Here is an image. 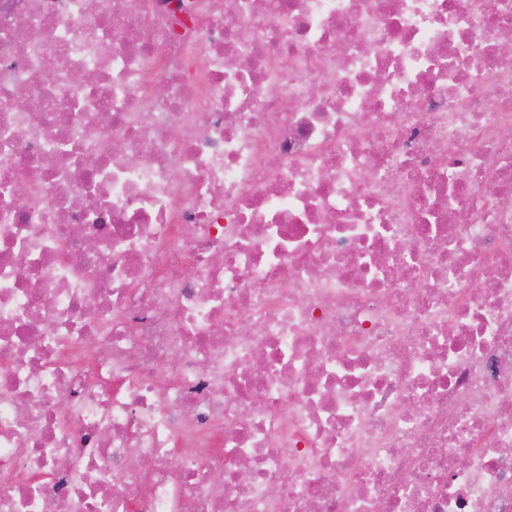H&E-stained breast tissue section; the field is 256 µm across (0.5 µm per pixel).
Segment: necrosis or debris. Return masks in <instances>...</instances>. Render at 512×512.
Here are the masks:
<instances>
[{
  "label": "necrosis or debris",
  "instance_id": "necrosis-or-debris-1",
  "mask_svg": "<svg viewBox=\"0 0 512 512\" xmlns=\"http://www.w3.org/2000/svg\"><path fill=\"white\" fill-rule=\"evenodd\" d=\"M507 38L0 0V512H512Z\"/></svg>",
  "mask_w": 512,
  "mask_h": 512
}]
</instances>
